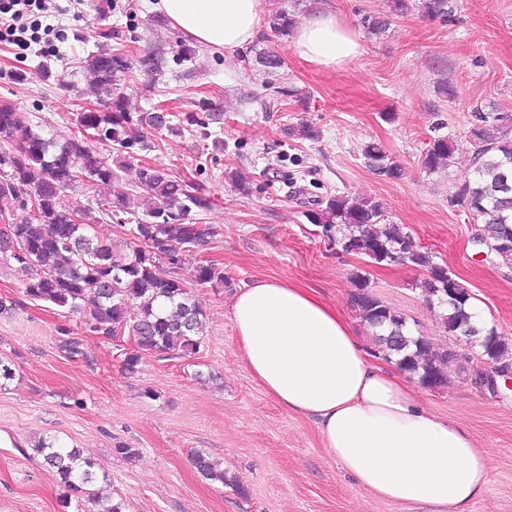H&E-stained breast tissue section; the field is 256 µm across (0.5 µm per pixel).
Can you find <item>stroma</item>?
<instances>
[{"label": "stroma", "mask_w": 512, "mask_h": 512, "mask_svg": "<svg viewBox=\"0 0 512 512\" xmlns=\"http://www.w3.org/2000/svg\"><path fill=\"white\" fill-rule=\"evenodd\" d=\"M269 11L304 19L327 11L361 30V53L343 67L303 61L292 35L264 26L244 53L206 51L174 30L146 0H52V45L0 41V100L14 103L32 125L65 141L77 114L106 109L83 59L100 49L139 58L164 48L161 72L140 70L119 83L127 112L162 109L181 136L154 134L122 175L136 192L138 170L151 164L185 180L207 198L190 221L216 234L186 260L214 261L217 288H195L206 312L204 341L191 356L145 352L135 372L123 368L125 347L88 332L78 312L24 296L28 272L0 267V512H93L87 497L67 498L55 473L33 448L41 441L77 447L105 474L103 495L123 512H427L420 504L373 498L333 459L316 423L282 408L249 370L231 319L236 293L270 278L311 288L353 320L367 350L371 329L351 304L354 278H367L412 330L434 343H453L439 308L417 287L424 270L375 267L343 254L304 216L310 201L335 194L380 202L400 225L447 265L491 325L512 339V268L480 260L469 242L472 217L449 201L472 168L471 108L494 103L512 112V0H455L450 20L419 8L391 19L385 33L363 30L368 15L388 13V0H267ZM280 56L271 70L266 52ZM453 98L437 91L440 83ZM318 136L295 134L300 124ZM450 137L446 168L430 172L424 150L435 135ZM381 143L404 168L387 180L364 168L361 150ZM245 178L247 191L232 177ZM79 339L71 353L70 339ZM420 400L443 419L468 428L488 450L486 492L470 512H512V394L493 397L461 375L446 387L419 388ZM135 456L121 454V447ZM204 452L224 482L205 479L192 457Z\"/></svg>", "instance_id": "stroma-1"}]
</instances>
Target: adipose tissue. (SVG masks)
<instances>
[{"label": "adipose tissue", "mask_w": 512, "mask_h": 512, "mask_svg": "<svg viewBox=\"0 0 512 512\" xmlns=\"http://www.w3.org/2000/svg\"><path fill=\"white\" fill-rule=\"evenodd\" d=\"M266 0H156L155 11L203 49L232 56L258 38ZM299 57L333 69L360 51L329 12L299 23ZM232 320L248 367L286 410L314 417L329 455L379 500L467 512L489 482L491 457L468 430L427 409L397 374L374 363L351 323L310 288L256 280Z\"/></svg>", "instance_id": "1"}]
</instances>
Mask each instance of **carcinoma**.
Masks as SVG:
<instances>
[{"label":"carcinoma","mask_w":512,"mask_h":512,"mask_svg":"<svg viewBox=\"0 0 512 512\" xmlns=\"http://www.w3.org/2000/svg\"><path fill=\"white\" fill-rule=\"evenodd\" d=\"M420 8L444 19L453 13L452 0H420ZM163 65L159 51L136 62L124 53L106 50L86 57L84 68L109 106L79 113L78 123L99 136L98 143L108 147L105 155L83 138L59 143L45 136L14 104L0 101V138L18 139L15 151L0 152V199L13 200L22 212L11 222L14 248L0 244V264L15 263L32 271L24 288L26 297L82 310L85 327L106 340H112L118 329L132 337L135 348L125 353L123 362L129 372L136 371L142 351L197 354L206 312L191 287L224 285V272L214 263H197L187 279L178 274L186 256L215 236L211 224L186 223L192 209L206 210L209 203L189 191L185 181L149 164L141 166L139 188L151 200L141 216L131 208L128 192L111 193L96 216L90 203L76 193L78 184L109 188L120 184L134 150L151 149L148 134L156 129V116L146 112L132 118L117 86L120 75L137 67L157 72ZM472 112L477 121L471 129L473 177L457 186L450 202L479 224L493 248V260L512 268V244L501 245L503 236L512 237V123L494 104L478 102ZM452 153L453 141L437 136L428 142L422 165L433 171L446 165ZM361 156L364 166L379 176L397 180L404 175L402 166L378 143L366 144ZM78 172L83 178L76 177ZM72 214L83 215L85 223H70ZM305 217L332 234L336 247L351 246L376 264L404 251L410 240L399 225L385 223L382 205L370 199L333 195ZM102 221L129 227L133 246L128 252L117 254L89 234L91 225ZM403 260L429 274L437 267L426 249L405 251ZM354 286L351 299L361 320L375 330L377 343L395 352L396 362L408 373L431 377L439 387L448 384L452 370L462 373L452 347H437L412 333L404 314L371 293L365 278L356 276ZM454 287L458 292L449 300L438 282L426 277L418 284L426 302L442 309L444 328L455 336L474 324L469 313L472 295L459 282ZM484 332L489 341L480 347V363L468 369L473 378L481 377L490 365L512 366V340L493 326ZM33 452L68 491L88 497L96 512H123L121 503L92 489L96 463L81 449L42 442ZM193 464L205 478L224 482V471L205 453H195Z\"/></svg>","instance_id":"cac0c4a2"}]
</instances>
